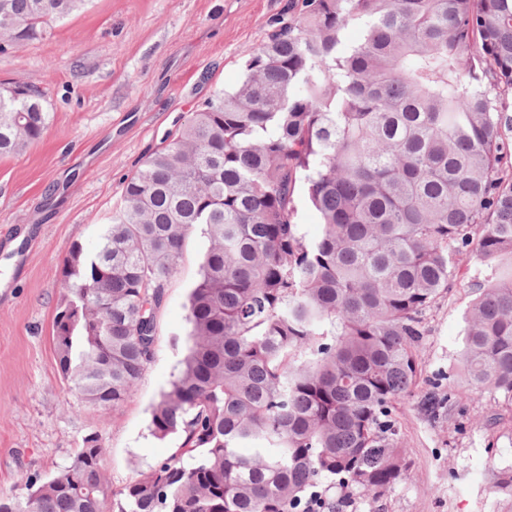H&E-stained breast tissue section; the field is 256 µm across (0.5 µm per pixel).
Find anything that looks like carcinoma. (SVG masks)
Returning a JSON list of instances; mask_svg holds the SVG:
<instances>
[{"mask_svg":"<svg viewBox=\"0 0 512 512\" xmlns=\"http://www.w3.org/2000/svg\"><path fill=\"white\" fill-rule=\"evenodd\" d=\"M88 0H0V50ZM355 28L358 38L347 41ZM512 0H290L244 77L125 181L96 252L71 245L54 316L63 375L103 414L154 355L188 239L207 241L188 351L153 405L181 444L116 496L106 450L0 494V512H336L408 477L397 410L424 317L471 256L466 385L512 407ZM43 90L0 83V157L40 140ZM303 189L322 230L298 222Z\"/></svg>","mask_w":512,"mask_h":512,"instance_id":"cac0c4a2","label":"carcinoma"}]
</instances>
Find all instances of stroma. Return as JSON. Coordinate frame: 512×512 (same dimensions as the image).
Listing matches in <instances>:
<instances>
[{
  "instance_id": "35a3bbf8",
  "label": "stroma",
  "mask_w": 512,
  "mask_h": 512,
  "mask_svg": "<svg viewBox=\"0 0 512 512\" xmlns=\"http://www.w3.org/2000/svg\"><path fill=\"white\" fill-rule=\"evenodd\" d=\"M289 0H88L41 39L0 52V82L46 93L50 125L25 151L0 158V492L67 466L97 434L105 477L118 491L170 457L178 438H155L151 408L186 345V303L205 240L192 235L157 314L154 355L111 417L83 401L60 373L53 319L72 242L95 252L127 177L214 91L239 84L249 51L288 15ZM473 261L426 315L415 395L400 407L411 470L376 503L344 512H512L499 470L512 466V408L469 391L465 416L432 419L418 399L460 369ZM498 411L499 425L486 422Z\"/></svg>"
}]
</instances>
